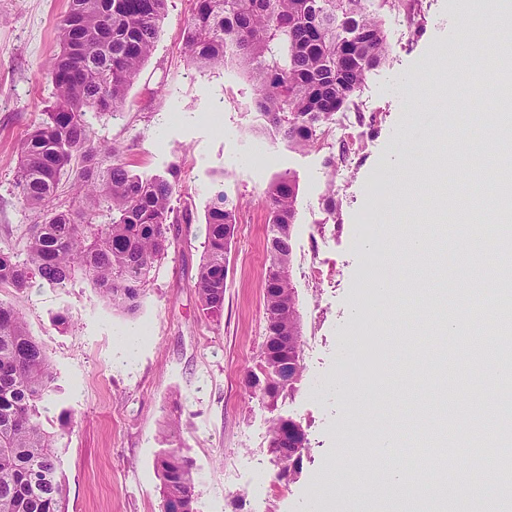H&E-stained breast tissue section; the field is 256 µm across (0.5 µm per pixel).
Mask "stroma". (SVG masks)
Wrapping results in <instances>:
<instances>
[{
  "label": "stroma",
  "instance_id": "stroma-1",
  "mask_svg": "<svg viewBox=\"0 0 512 512\" xmlns=\"http://www.w3.org/2000/svg\"><path fill=\"white\" fill-rule=\"evenodd\" d=\"M387 38L385 62L372 70L347 109L361 124L327 126L319 143L298 150L264 130L255 90L235 66L201 70L184 41L190 0H167L154 50L131 85L123 109L88 114L94 141L119 148L143 178L173 175L175 209L191 223L171 225L173 241L159 258L135 315L107 305L87 281L66 289L33 280L13 300L45 347L56 390L41 411L58 441L67 488L65 512H164L155 460L158 431L180 416L177 441L192 461L197 512H384L382 473L399 455L377 456L379 421L400 433L422 403L426 382L407 363L419 352H451L457 339L434 332L435 318L403 307L439 285L434 252L391 261L412 232L439 221L436 162L459 127L489 101L475 100L468 79L478 62L440 68L439 51L463 33L482 47L495 35L468 31L458 0H421L416 11L378 0ZM68 0H0V248L23 253L39 210L15 187L19 146L54 100L47 72L60 50L59 21ZM356 158L338 163L340 142ZM299 184L292 234L304 366L296 390L269 411L243 383L259 360L265 333L264 282L268 184L285 172ZM395 196L364 234L356 226L379 181ZM241 207L227 256L224 308L208 316L194 287L205 254L206 217L217 192ZM336 198L328 211L327 195ZM399 282L387 307L374 283ZM137 333L132 351L122 349ZM300 421L310 450L295 483L277 479L268 452L272 414Z\"/></svg>",
  "mask_w": 512,
  "mask_h": 512
}]
</instances>
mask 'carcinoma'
<instances>
[{
  "mask_svg": "<svg viewBox=\"0 0 512 512\" xmlns=\"http://www.w3.org/2000/svg\"><path fill=\"white\" fill-rule=\"evenodd\" d=\"M185 23L191 61L200 69L235 64L253 83L255 108L270 127L300 148L312 146L335 112L352 101L369 71L386 55L382 24L372 0H194ZM167 0H69L59 23L60 51L48 65L54 104L20 147L16 188L28 206L44 211L32 227L25 258L0 249V288L21 293L39 277L64 289L80 275L99 290L112 309L133 312L140 304L155 261L170 246L167 225L187 216L172 205L175 184L164 176L142 179L130 173L119 151L92 142L86 114L117 112L150 57L165 18ZM512 41L498 40L483 55L472 80L476 99L496 88L490 126L512 122V91L502 86L503 58ZM92 167L74 174L75 207H49L72 161ZM488 166L458 170L467 182L470 217L493 224L485 252L498 257L495 311L489 335L466 341L463 358L474 362L512 359V146L500 141ZM297 181L285 173L265 190L269 208L264 285L265 341L257 369L266 387L246 390L269 410L293 392L302 376L295 289L290 278ZM109 220L97 221L100 208ZM238 205L220 193L208 212L206 256L195 288L202 310L224 308V268ZM55 376L41 342L20 312L0 301V512H65V480L58 434L40 421L42 404L54 391ZM512 409L487 416L467 438V448H485L484 433L500 427ZM284 464L298 475L308 439L302 425L277 416L270 435ZM431 445L454 446L455 427L441 422L424 429ZM164 512H196L192 463L179 448L157 457Z\"/></svg>",
  "mask_w": 512,
  "mask_h": 512,
  "instance_id": "1",
  "label": "carcinoma"
}]
</instances>
